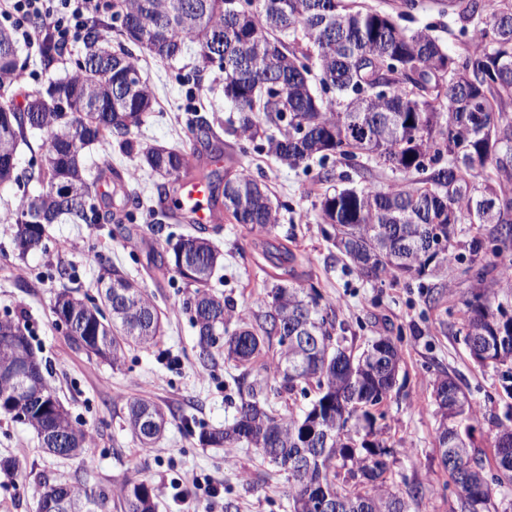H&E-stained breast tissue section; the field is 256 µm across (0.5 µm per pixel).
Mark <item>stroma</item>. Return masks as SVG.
I'll use <instances>...</instances> for the list:
<instances>
[{
	"instance_id": "1",
	"label": "stroma",
	"mask_w": 512,
	"mask_h": 512,
	"mask_svg": "<svg viewBox=\"0 0 512 512\" xmlns=\"http://www.w3.org/2000/svg\"><path fill=\"white\" fill-rule=\"evenodd\" d=\"M420 3L412 17L402 19V26L432 24L449 51L459 50L458 28L448 16L446 0ZM140 67L155 102L146 122L134 130V138L146 146L179 147L190 136L191 119L203 118L223 144V155L211 162V169L222 174L245 169L267 187L279 207L275 239L296 254L295 271L303 287H316L323 305L335 309L337 335L357 348L388 336L401 351L400 390L382 404L384 417L379 422L381 436L393 451L394 488H418L412 512H463L437 451L433 381L440 374L454 377L489 414L501 407L505 396L502 371L474 364L459 332L464 284L449 281L444 270L395 283L369 280L345 267L325 238L317 208V195L323 190L319 176L326 169L341 173V166L314 161L306 168L291 167L268 155L259 143L240 140L227 124L231 108L224 102L222 73L180 70L146 52ZM45 140V133H37L30 148L21 151L17 180L0 185V216L14 208L23 193H39L29 175L41 164ZM157 181L147 171L134 181L143 204L125 220L128 233L123 237L112 224H53L46 231V252L18 260L11 255L12 231L0 223V317L23 315L34 349L52 365L49 385L73 420L94 435L88 454L63 459L46 453L32 430L0 415V458L12 457L18 463L14 472L0 471V512H36L48 483L75 482L90 489L105 484L117 494L135 475L149 480L158 512H209L213 507L218 512H288V475L257 449L199 444L200 428L233 423L240 402L235 379L241 369L220 353L212 361L199 360L195 330L181 308L182 283L153 268L146 247L164 250L170 233H204L224 255L212 285L245 317L278 283L281 270L267 257L261 237L235 223L221 207L216 210L217 222L206 229L172 224L167 234L152 235L148 226L154 221L151 206ZM60 264L69 268L68 278L57 276ZM112 264L147 289L163 321L157 344L128 349L118 368L73 351L64 333L54 327L51 313L60 289H72L80 297L97 296L102 269ZM135 398L156 402L169 419L154 447H140L126 427V403ZM196 476L217 485V503L193 487Z\"/></svg>"
}]
</instances>
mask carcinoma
<instances>
[{
  "label": "carcinoma",
  "mask_w": 512,
  "mask_h": 512,
  "mask_svg": "<svg viewBox=\"0 0 512 512\" xmlns=\"http://www.w3.org/2000/svg\"><path fill=\"white\" fill-rule=\"evenodd\" d=\"M448 16L465 38L448 52L434 26L407 29L392 14L352 8L345 0H112V33L102 25L86 28L81 54L71 71L50 78L24 94L16 107L0 102V184L14 178L20 145L30 146L34 131L47 134L42 164L29 180L42 186L22 196L7 223L13 226L14 254L22 259L47 249L50 224H121L95 203L83 151L112 140L140 166L164 179L158 196L177 194L214 132L208 122L191 124L192 137L181 148L142 147L133 139L153 111V96L141 75L145 50L169 64L193 56L197 72L224 74V100L237 112L233 132L260 140L267 152L290 167L310 158L333 157L363 178L368 163L410 176L386 190L354 183L319 196L327 237L360 275L400 281L446 268L448 276L482 284L461 296V328L470 357L481 366L512 365V257L493 251L495 260L477 264L487 241L512 243V0H448ZM65 48L52 36L39 39L38 55L49 64ZM13 34L0 28V89L21 82ZM123 196L141 206L128 180L108 168ZM214 201L269 238L277 209L253 176L239 170L221 177L204 175ZM495 199V215L480 213L479 201ZM470 237L469 262L456 253L458 237ZM445 251L428 263L426 250L436 237ZM223 260L203 236H182L153 255L151 263L178 277L192 293L183 302L196 329L198 357L214 352L247 366L278 346L269 371L278 395L291 396L315 385L316 396L298 413L281 414L261 403L247 387L238 416L224 429L202 430L205 445H244L288 473L290 512H410L416 493L389 484L392 450L376 438V412L397 382L401 354L387 336L360 353L334 341L335 313L320 306L315 287L278 283L258 302L252 320L229 331L233 302L208 284ZM104 305L79 298L68 288L55 294L56 319L72 320L70 347L114 367L125 346L157 342L161 319L151 295L124 271L111 267L101 276ZM18 336L15 347L0 345V412L13 413L15 384L9 364L34 358L40 396L51 397L43 361L37 358L19 317L0 318V337ZM434 402L440 415L436 442L441 465L450 474L464 512H484L503 487H512V404L503 415L486 417L451 376L436 378ZM24 422L42 447L54 455H81L91 448L86 429L58 410L22 405ZM163 408L149 400L127 404L126 424L143 446L163 432ZM70 439L53 448L46 431ZM488 437L497 474L485 473L477 457L478 439ZM124 512H156L152 487L132 477L121 490ZM112 488L84 490L71 483L44 487L37 512H110Z\"/></svg>",
  "instance_id": "carcinoma-1"
}]
</instances>
